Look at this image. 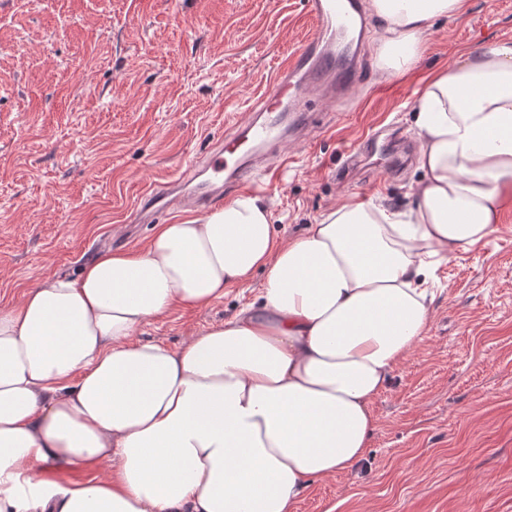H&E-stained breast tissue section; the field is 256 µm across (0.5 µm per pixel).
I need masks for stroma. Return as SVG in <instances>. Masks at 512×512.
<instances>
[{
  "mask_svg": "<svg viewBox=\"0 0 512 512\" xmlns=\"http://www.w3.org/2000/svg\"><path fill=\"white\" fill-rule=\"evenodd\" d=\"M361 96L313 106L326 132L248 188L284 238L345 198L407 207L422 177L346 154L377 125L417 142L416 91L460 53L512 40V0H468L431 21L415 68L386 71L380 19L364 10ZM313 26L303 0H0V306L45 278L78 277L102 252L136 249L142 192L247 119ZM427 337L372 405L354 469L312 485L296 512H512V209L486 241L435 271ZM262 275L207 309L173 312L140 338L179 346L256 302Z\"/></svg>",
  "mask_w": 512,
  "mask_h": 512,
  "instance_id": "1",
  "label": "stroma"
}]
</instances>
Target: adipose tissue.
<instances>
[{"label": "adipose tissue", "instance_id": "adipose-tissue-1", "mask_svg": "<svg viewBox=\"0 0 512 512\" xmlns=\"http://www.w3.org/2000/svg\"><path fill=\"white\" fill-rule=\"evenodd\" d=\"M464 7L370 0L383 66L412 68L428 22ZM415 111L410 209L353 200L283 240L261 198H237L0 306V512H295L357 464L429 331L434 269L512 205V41L434 72ZM259 271L258 303L224 323L175 348L138 338Z\"/></svg>", "mask_w": 512, "mask_h": 512}]
</instances>
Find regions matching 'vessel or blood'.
Returning a JSON list of instances; mask_svg holds the SVG:
<instances>
[{"instance_id": "b4317fda", "label": "vessel or blood", "mask_w": 512, "mask_h": 512, "mask_svg": "<svg viewBox=\"0 0 512 512\" xmlns=\"http://www.w3.org/2000/svg\"><path fill=\"white\" fill-rule=\"evenodd\" d=\"M307 7L313 31L296 52L287 55L252 104V119L218 143L210 159L189 161L177 177L146 189L134 214L136 223H149L177 205L206 207L225 191L256 182L261 159L283 163L277 145L302 136L308 97L331 104L350 96L361 65L358 59L345 58L342 51L347 34L361 17V2L307 0Z\"/></svg>"}]
</instances>
